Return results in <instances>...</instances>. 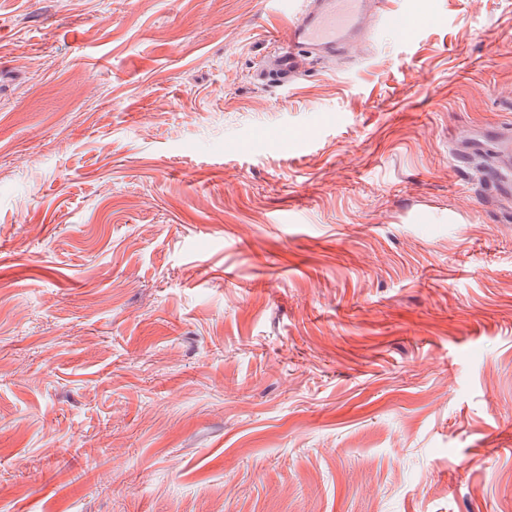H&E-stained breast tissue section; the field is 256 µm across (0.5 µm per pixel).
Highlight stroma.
Segmentation results:
<instances>
[{"mask_svg": "<svg viewBox=\"0 0 512 512\" xmlns=\"http://www.w3.org/2000/svg\"><path fill=\"white\" fill-rule=\"evenodd\" d=\"M392 6L0 0V512H512V0ZM286 20L255 81L292 86L313 61L352 54L375 25L394 26L404 40L422 19L389 8V0H268ZM489 144L484 140L471 137L464 142L465 155L470 156L476 153L494 152L500 157L512 160V131L492 132L491 137L487 139Z\"/></svg>", "mask_w": 512, "mask_h": 512, "instance_id": "1", "label": "stroma"}]
</instances>
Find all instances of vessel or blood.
I'll use <instances>...</instances> for the list:
<instances>
[{
	"label": "vessel or blood",
	"mask_w": 512,
	"mask_h": 512,
	"mask_svg": "<svg viewBox=\"0 0 512 512\" xmlns=\"http://www.w3.org/2000/svg\"><path fill=\"white\" fill-rule=\"evenodd\" d=\"M286 27L275 39L264 67L257 70L259 82L293 85L312 62L352 54L374 26H394L410 36L421 19L398 13L389 0H272ZM466 155L493 152L512 160V131L492 133L488 140L469 138Z\"/></svg>",
	"instance_id": "obj_1"
}]
</instances>
